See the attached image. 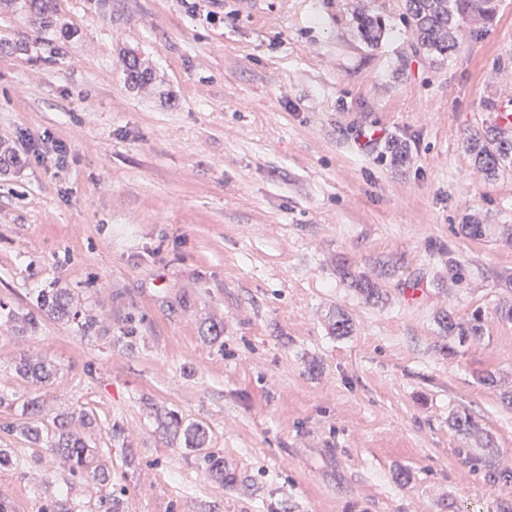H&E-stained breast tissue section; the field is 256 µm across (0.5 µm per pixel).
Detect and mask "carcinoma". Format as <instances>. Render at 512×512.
<instances>
[{"label":"carcinoma","instance_id":"cac0c4a2","mask_svg":"<svg viewBox=\"0 0 512 512\" xmlns=\"http://www.w3.org/2000/svg\"><path fill=\"white\" fill-rule=\"evenodd\" d=\"M497 6L498 0H404L405 14L419 49L437 56L445 55L457 47L460 38L458 17L469 16L476 21L491 22L496 16ZM23 7L32 24L45 28L53 23L55 0H23ZM356 28L365 42L374 44L381 37V17L370 13L361 14L356 18ZM126 79L133 85L148 82L149 73L139 59L132 57L128 60ZM467 149L474 164L488 177L495 176L503 165L512 162V140L494 129L470 138ZM346 276L365 299L374 302L379 300L380 291L375 282L350 269L346 271ZM35 301L40 310L50 314H71V296L66 288H42ZM438 322L447 333L451 347L483 336L484 318L479 311L473 313L466 323L456 322L449 313L440 316ZM15 371L20 378L41 385L47 384L53 376L50 362H32L22 357L15 362ZM23 416L24 420L7 425V429L20 431L34 444L43 440V432L52 431L47 441L48 449L66 454L73 462V474L80 477L90 474L87 442L70 433L64 418L45 421L40 405L34 398L24 404ZM161 425L173 435L181 437L184 447H205L204 429L183 423L177 414H165Z\"/></svg>","mask_w":512,"mask_h":512}]
</instances>
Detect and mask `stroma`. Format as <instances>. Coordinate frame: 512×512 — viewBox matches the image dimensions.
Listing matches in <instances>:
<instances>
[{"instance_id":"35a3bbf8","label":"stroma","mask_w":512,"mask_h":512,"mask_svg":"<svg viewBox=\"0 0 512 512\" xmlns=\"http://www.w3.org/2000/svg\"><path fill=\"white\" fill-rule=\"evenodd\" d=\"M57 5L61 32L0 7V142L19 157L0 171V303L15 312L0 320V500L505 512L512 322L495 310L512 300L498 279L512 272V164L484 178L466 140L512 113V0L492 23L461 21L445 56L417 49L403 0ZM361 10L382 17L378 44L359 36ZM132 54L151 85L126 83ZM41 143L66 145V166L33 154ZM469 219L482 238L461 232ZM60 287L78 318L36 307ZM477 310L483 336L448 351L439 316ZM342 315L347 336L332 332ZM23 356L50 360L52 384L18 378ZM32 398L66 416L111 485L4 430ZM168 411L205 428L206 450L163 432ZM459 412L463 437L448 428Z\"/></svg>"}]
</instances>
